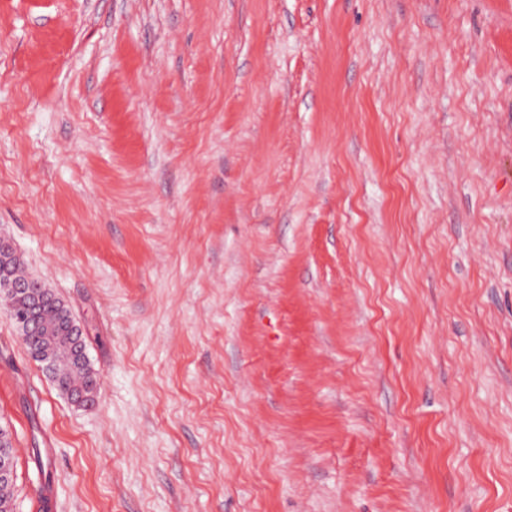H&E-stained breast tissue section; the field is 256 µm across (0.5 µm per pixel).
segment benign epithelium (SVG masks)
<instances>
[{"label": "benign epithelium", "instance_id": "benign-epithelium-1", "mask_svg": "<svg viewBox=\"0 0 512 512\" xmlns=\"http://www.w3.org/2000/svg\"><path fill=\"white\" fill-rule=\"evenodd\" d=\"M15 257L16 252L11 242L0 236V293L16 299V304L8 308V312L20 331L21 339H26L32 333L45 331L36 319L37 310L44 305H52L70 324V355L81 363H87L83 325L76 320L64 300L53 290L45 287L37 277L15 279L6 274ZM97 394L96 387L90 390L77 389L67 392L69 399L78 406L93 404ZM13 455L14 448L10 432L0 426V483H8L14 479Z\"/></svg>", "mask_w": 512, "mask_h": 512}]
</instances>
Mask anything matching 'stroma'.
I'll return each mask as SVG.
<instances>
[{
	"label": "stroma",
	"mask_w": 512,
	"mask_h": 512,
	"mask_svg": "<svg viewBox=\"0 0 512 512\" xmlns=\"http://www.w3.org/2000/svg\"><path fill=\"white\" fill-rule=\"evenodd\" d=\"M13 512H512V0H0ZM17 256L11 242L0 236V293L13 296L17 302L8 307L11 319L17 325L21 339L26 344L30 353L37 352L46 342V336H29L32 333L44 332L45 328L40 324L51 326L54 330L59 355L55 363L58 378L54 380L56 386L62 391L70 386H92L98 380L97 375H91L80 368L70 355L81 363L88 362L85 344V329L73 316L70 308L50 288H46L43 282L35 276H28L23 279H15L6 272L10 264ZM44 305H53V308H43L38 314L37 310ZM36 314L38 320L36 319ZM65 319H63V318ZM69 322V323H68ZM69 324L71 327L70 355L67 350L69 341Z\"/></svg>",
	"instance_id": "obj_1"
}]
</instances>
